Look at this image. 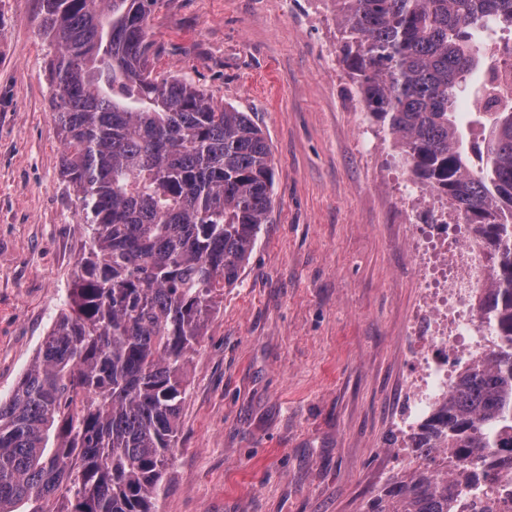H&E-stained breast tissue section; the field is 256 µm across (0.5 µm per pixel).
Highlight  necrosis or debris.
<instances>
[{"mask_svg": "<svg viewBox=\"0 0 512 512\" xmlns=\"http://www.w3.org/2000/svg\"><path fill=\"white\" fill-rule=\"evenodd\" d=\"M443 251L427 227L417 229L413 259L422 281L423 302L406 354V417L430 416L446 400L452 381L479 356L476 299L486 286L483 260L476 243L464 239L451 246L452 260H439ZM493 499L497 512H512V472L476 490H455L456 512H480L482 500Z\"/></svg>", "mask_w": 512, "mask_h": 512, "instance_id": "4bbe7bcc", "label": "necrosis or debris"}]
</instances>
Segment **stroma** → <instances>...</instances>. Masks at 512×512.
Here are the masks:
<instances>
[{"label": "stroma", "mask_w": 512, "mask_h": 512, "mask_svg": "<svg viewBox=\"0 0 512 512\" xmlns=\"http://www.w3.org/2000/svg\"><path fill=\"white\" fill-rule=\"evenodd\" d=\"M41 0H0V398L51 329L84 221L63 177ZM333 0H160L155 72L249 113L273 207L192 355L158 512H365L400 472L404 341L422 286L409 239L434 195L362 108ZM376 141L366 151L363 131Z\"/></svg>", "instance_id": "stroma-1"}]
</instances>
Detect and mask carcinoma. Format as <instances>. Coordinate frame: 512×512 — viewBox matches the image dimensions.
Wrapping results in <instances>:
<instances>
[{
    "label": "carcinoma",
    "mask_w": 512,
    "mask_h": 512,
    "mask_svg": "<svg viewBox=\"0 0 512 512\" xmlns=\"http://www.w3.org/2000/svg\"><path fill=\"white\" fill-rule=\"evenodd\" d=\"M41 2L86 240L64 308L0 398V512H157L190 355L267 223L271 149L248 113L153 75L158 0ZM334 2L367 111L491 261L479 312L497 342L412 430L416 463L366 509L454 512L452 487L490 484L498 454L512 460V106L481 113L479 141L456 112L489 64L477 34L512 28V0Z\"/></svg>",
    "instance_id": "cac0c4a2"
}]
</instances>
